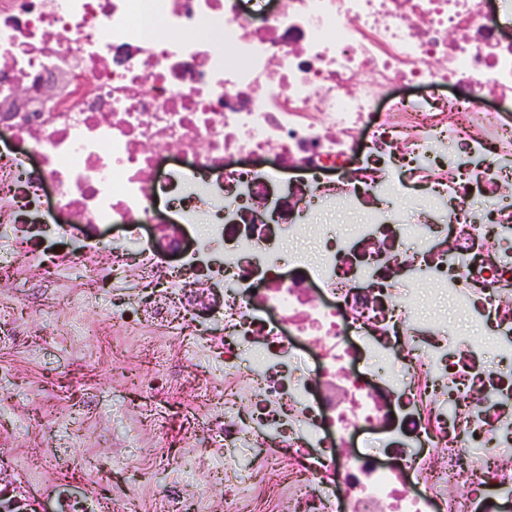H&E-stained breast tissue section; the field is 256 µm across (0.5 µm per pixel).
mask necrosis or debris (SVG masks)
I'll list each match as a JSON object with an SVG mask.
<instances>
[{
  "instance_id": "obj_1",
  "label": "necrosis or debris",
  "mask_w": 512,
  "mask_h": 512,
  "mask_svg": "<svg viewBox=\"0 0 512 512\" xmlns=\"http://www.w3.org/2000/svg\"><path fill=\"white\" fill-rule=\"evenodd\" d=\"M509 102L512 0H0V279L85 374L144 369V447L175 403L224 457L223 502L153 504L91 452L96 386L38 387L88 451L68 512H512Z\"/></svg>"
}]
</instances>
